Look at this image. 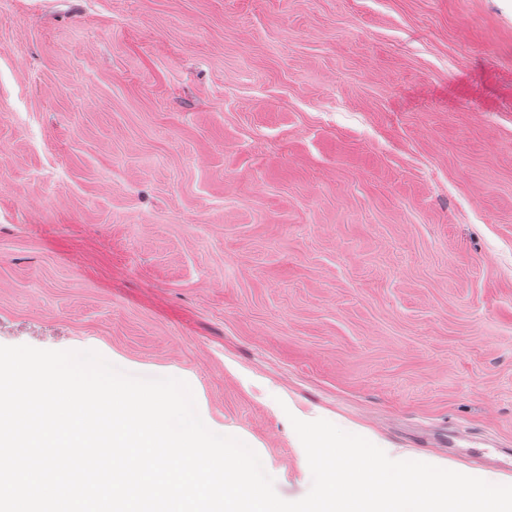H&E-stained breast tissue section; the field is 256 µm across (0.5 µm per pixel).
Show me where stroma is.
I'll use <instances>...</instances> for the list:
<instances>
[{"mask_svg":"<svg viewBox=\"0 0 512 512\" xmlns=\"http://www.w3.org/2000/svg\"><path fill=\"white\" fill-rule=\"evenodd\" d=\"M0 345L512 481V0H0Z\"/></svg>","mask_w":512,"mask_h":512,"instance_id":"stroma-1","label":"stroma"}]
</instances>
